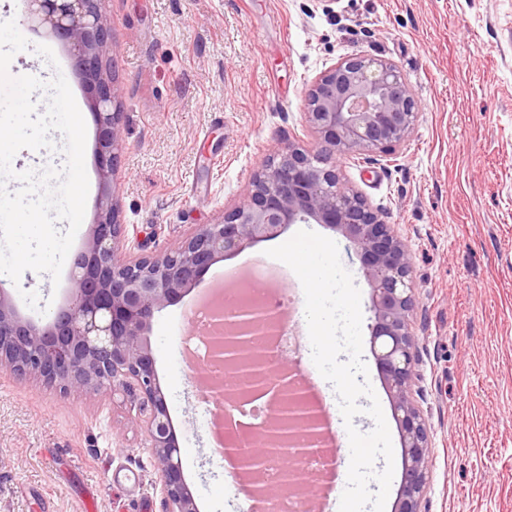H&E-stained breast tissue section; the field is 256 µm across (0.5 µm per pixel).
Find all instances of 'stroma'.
I'll return each mask as SVG.
<instances>
[{"mask_svg": "<svg viewBox=\"0 0 512 512\" xmlns=\"http://www.w3.org/2000/svg\"><path fill=\"white\" fill-rule=\"evenodd\" d=\"M27 12L26 0H0V22L15 21L29 43L9 73L62 74L85 112L88 225L99 183L94 118L72 52L30 27ZM104 13L123 113L116 196L138 256L162 255L221 221L278 146L315 147L307 93L340 58L398 67L420 103L414 133L395 152L346 159L341 176L412 256L417 401L432 448L426 512H512V0H106ZM298 230L216 262L152 320L147 339L198 512H244L245 503L236 475L216 460L214 408L183 350L188 312L221 276ZM312 230L337 243L370 324L355 251L333 229ZM278 269L293 300L296 368L332 397L312 361L302 284L286 264ZM70 286L67 266L57 281L27 272L19 287L39 306L18 308L40 318L65 304ZM137 405L129 392L66 395L0 372V512H80L86 487L96 512H163Z\"/></svg>", "mask_w": 512, "mask_h": 512, "instance_id": "1", "label": "stroma"}]
</instances>
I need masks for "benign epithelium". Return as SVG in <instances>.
Returning a JSON list of instances; mask_svg holds the SVG:
<instances>
[{
    "label": "benign epithelium",
    "mask_w": 512,
    "mask_h": 512,
    "mask_svg": "<svg viewBox=\"0 0 512 512\" xmlns=\"http://www.w3.org/2000/svg\"><path fill=\"white\" fill-rule=\"evenodd\" d=\"M31 26L45 27L77 53L97 125L100 176L96 215L75 256L67 302L39 323L21 314L0 285V371L36 379L65 394L94 395L137 390L138 419L145 444L162 473L165 512H197L181 471L180 446L157 383L147 334L156 312L179 298L217 259L242 247L273 239L289 224H320L337 230L361 261L371 292V345L389 389L402 445V482L395 512H426L431 464L429 430L415 389L412 364L415 306L411 255L381 214L340 177V162L354 155L393 152L412 136L419 101L395 64L353 54L320 73L307 95L306 122L316 136L308 150L290 142L278 147L253 178L246 201L180 240L158 257L134 256L126 249L114 175L122 140L121 112L105 58L110 28L105 0H26ZM206 336L208 359L195 369L196 384L224 404L261 396L270 383L271 419L248 439L235 436L224 453L236 457L237 473L276 512L284 494L311 502L315 491L304 463L317 455L334 464L325 450L321 409L291 358L255 351L267 327L265 312L244 305L234 312L213 306ZM281 480L262 484L261 475L277 449Z\"/></svg>",
    "instance_id": "obj_1"
}]
</instances>
